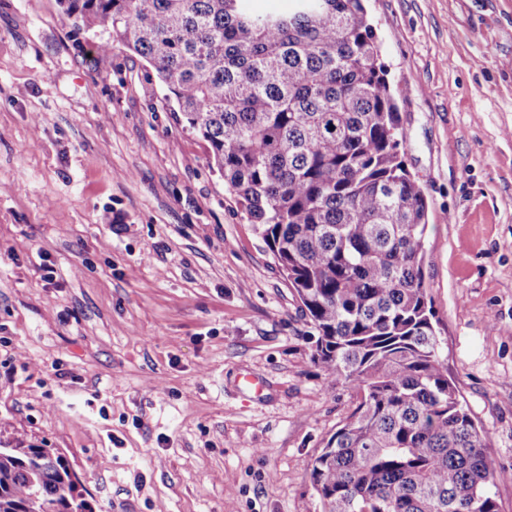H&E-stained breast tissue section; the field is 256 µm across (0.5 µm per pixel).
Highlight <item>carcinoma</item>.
<instances>
[{"label": "carcinoma", "mask_w": 512, "mask_h": 512, "mask_svg": "<svg viewBox=\"0 0 512 512\" xmlns=\"http://www.w3.org/2000/svg\"><path fill=\"white\" fill-rule=\"evenodd\" d=\"M145 59L204 140L359 403L312 462L321 512H499L487 434L441 356L423 190L363 0H58ZM0 512H92L62 455L0 448Z\"/></svg>", "instance_id": "1"}]
</instances>
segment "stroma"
<instances>
[{"label":"stroma","instance_id":"1","mask_svg":"<svg viewBox=\"0 0 512 512\" xmlns=\"http://www.w3.org/2000/svg\"><path fill=\"white\" fill-rule=\"evenodd\" d=\"M364 5L441 353L512 512V0ZM100 36L0 0V442L59 452L93 512H319L311 465L355 392L206 143Z\"/></svg>","mask_w":512,"mask_h":512}]
</instances>
